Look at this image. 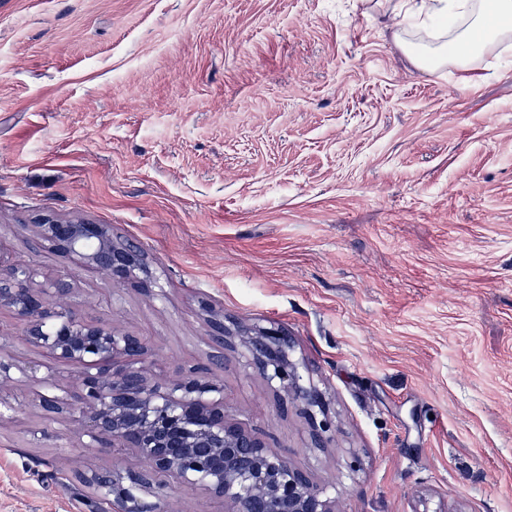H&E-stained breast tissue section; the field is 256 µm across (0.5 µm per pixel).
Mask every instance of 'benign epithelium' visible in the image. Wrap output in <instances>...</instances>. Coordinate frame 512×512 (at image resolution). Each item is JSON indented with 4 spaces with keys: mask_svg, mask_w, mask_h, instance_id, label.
<instances>
[{
    "mask_svg": "<svg viewBox=\"0 0 512 512\" xmlns=\"http://www.w3.org/2000/svg\"><path fill=\"white\" fill-rule=\"evenodd\" d=\"M41 239L79 267L97 271L117 286L137 278L144 258L137 248L112 237L107 224L82 219L37 225ZM34 272L24 262L0 268V308L24 323L22 339L53 362L41 382L63 395H39L41 408L66 413L98 447L122 456L130 449L145 469L111 473L106 487L112 512H143V498L171 487L161 481L194 480L224 502V512H341L336 499L289 458L272 450L269 439L229 414L224 387L203 376L169 380L154 361L146 338L86 321L66 306H50L44 295L71 292L67 276L31 286ZM212 339L237 343L270 382H279L282 409L301 407L311 424L314 448L327 447L328 419L322 398L299 383L288 359L289 340L281 330H232L224 318L209 319Z\"/></svg>",
    "mask_w": 512,
    "mask_h": 512,
    "instance_id": "obj_1",
    "label": "benign epithelium"
}]
</instances>
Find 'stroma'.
<instances>
[{
    "label": "stroma",
    "instance_id": "stroma-1",
    "mask_svg": "<svg viewBox=\"0 0 512 512\" xmlns=\"http://www.w3.org/2000/svg\"><path fill=\"white\" fill-rule=\"evenodd\" d=\"M397 3L0 0V250L222 384L343 512H512V41L425 69L401 44L435 34ZM76 216L144 252L154 296L40 243ZM204 303L289 336L328 451ZM0 355L46 373L19 338ZM37 379L0 405V512H94L79 474L137 460L89 448Z\"/></svg>",
    "mask_w": 512,
    "mask_h": 512
}]
</instances>
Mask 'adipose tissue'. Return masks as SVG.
Segmentation results:
<instances>
[{
    "instance_id": "obj_1",
    "label": "adipose tissue",
    "mask_w": 512,
    "mask_h": 512,
    "mask_svg": "<svg viewBox=\"0 0 512 512\" xmlns=\"http://www.w3.org/2000/svg\"><path fill=\"white\" fill-rule=\"evenodd\" d=\"M401 6L449 32L443 44L414 51L419 66L451 61L465 66L512 37V0H402Z\"/></svg>"
}]
</instances>
